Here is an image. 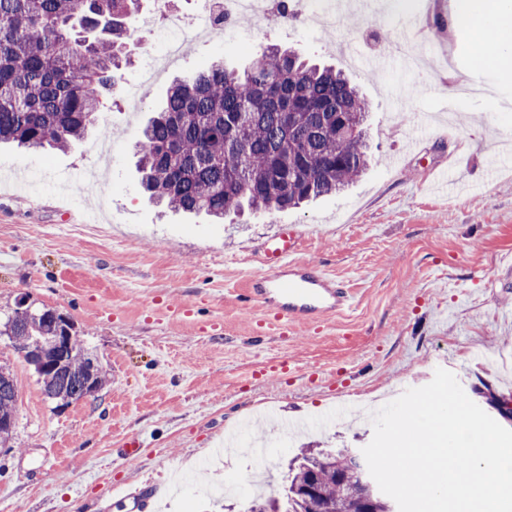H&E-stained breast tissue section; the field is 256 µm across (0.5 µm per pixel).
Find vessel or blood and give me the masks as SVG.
<instances>
[{"instance_id": "1", "label": "vessel or blood", "mask_w": 512, "mask_h": 512, "mask_svg": "<svg viewBox=\"0 0 512 512\" xmlns=\"http://www.w3.org/2000/svg\"><path fill=\"white\" fill-rule=\"evenodd\" d=\"M298 239L284 231L263 246V269L239 295L244 305L261 306L268 323L287 326L301 322L320 327L353 305L349 285L319 265L295 259Z\"/></svg>"}]
</instances>
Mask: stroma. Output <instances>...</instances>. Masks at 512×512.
Returning <instances> with one entry per match:
<instances>
[{
  "instance_id": "stroma-1",
  "label": "stroma",
  "mask_w": 512,
  "mask_h": 512,
  "mask_svg": "<svg viewBox=\"0 0 512 512\" xmlns=\"http://www.w3.org/2000/svg\"><path fill=\"white\" fill-rule=\"evenodd\" d=\"M448 5L434 0L416 16L402 0H380V16L349 24L333 12L285 28L244 19L225 37L188 38L149 85L152 59L138 51L122 73L140 89L137 107L106 102L64 153L0 146V170L21 175L0 182V317L24 294L33 308L58 309L108 378L97 395L55 408L0 337V365L19 391L11 450L0 452V512H228L260 483L284 484L295 448L361 453L373 437L369 412L436 369L466 394L488 385L512 400V76L474 67L470 30L436 28ZM390 42L411 44L420 67H348L345 49L372 55ZM269 43L345 70L370 101L368 170L340 194L220 224L150 203L135 144L173 79L217 59L245 65ZM448 110L450 124L416 123ZM105 128L113 151L104 161ZM412 139L419 147L409 153ZM394 156L401 168L390 167ZM285 230L302 237L300 259L347 282L357 304L319 329L257 338L252 325L265 312L241 308L237 293L261 271L263 242ZM285 359L299 372L262 375ZM345 401L365 416L305 435L257 427L270 461L221 450L242 418H317ZM129 436L141 443L132 460L119 451ZM203 463L214 482L238 476L243 495L174 485V471Z\"/></svg>"
}]
</instances>
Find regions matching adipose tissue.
<instances>
[{
  "label": "adipose tissue",
  "mask_w": 512,
  "mask_h": 512,
  "mask_svg": "<svg viewBox=\"0 0 512 512\" xmlns=\"http://www.w3.org/2000/svg\"><path fill=\"white\" fill-rule=\"evenodd\" d=\"M455 25L471 29L468 52L481 67L512 74V7L504 0H450Z\"/></svg>",
  "instance_id": "adipose-tissue-1"
}]
</instances>
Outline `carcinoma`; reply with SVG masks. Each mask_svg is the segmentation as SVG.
I'll list each match as a JSON object with an SVG mask.
<instances>
[{
  "label": "carcinoma",
  "instance_id": "obj_1",
  "mask_svg": "<svg viewBox=\"0 0 512 512\" xmlns=\"http://www.w3.org/2000/svg\"><path fill=\"white\" fill-rule=\"evenodd\" d=\"M143 0H0V142L66 151L129 63V20ZM367 100L340 70L271 44L245 68L215 61L177 81L136 144L150 199L218 220L248 207L281 211L340 192L368 166ZM25 301L0 325L12 346L44 350L55 371L34 368L47 399L85 396L96 357L75 324L46 321ZM69 337L60 356L47 337ZM18 387L0 367V424H16ZM362 462L341 451L301 448L288 484L241 512H365Z\"/></svg>",
  "mask_w": 512,
  "mask_h": 512
}]
</instances>
